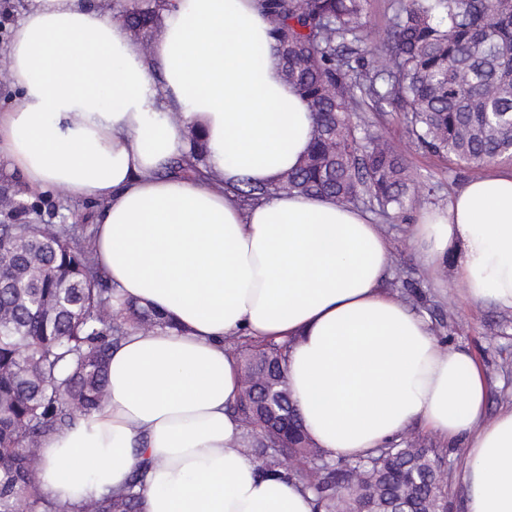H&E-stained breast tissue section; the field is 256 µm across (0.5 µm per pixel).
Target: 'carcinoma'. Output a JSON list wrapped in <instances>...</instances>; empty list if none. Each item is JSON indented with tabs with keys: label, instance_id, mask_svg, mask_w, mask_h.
Segmentation results:
<instances>
[{
	"label": "carcinoma",
	"instance_id": "carcinoma-1",
	"mask_svg": "<svg viewBox=\"0 0 512 512\" xmlns=\"http://www.w3.org/2000/svg\"><path fill=\"white\" fill-rule=\"evenodd\" d=\"M284 78L315 118L310 149L276 182L243 180L245 203L282 191L327 196L340 204L364 199L378 216L401 210L410 190L406 153L416 147L452 164L512 160V0H398L384 54L367 60L361 43L365 0H258ZM162 0H149L127 21L131 48L157 26ZM406 112L412 138L393 144L359 135L352 115L365 102ZM205 143L191 137L195 162L172 161L168 172L191 177ZM32 206L0 214V512L22 499L29 512H140L148 464L135 465L128 486L75 505L43 495L41 446L107 400L113 348L136 330L169 325L155 310L115 306L112 285L90 241L72 224H33ZM250 346L241 356L242 395L267 381L268 401L234 413L244 422L239 451L263 474L310 489L315 512H448L439 478L444 449L406 439L357 459L331 458L297 429L288 451L292 469L265 433L272 417L292 412L283 363L290 343Z\"/></svg>",
	"mask_w": 512,
	"mask_h": 512
}]
</instances>
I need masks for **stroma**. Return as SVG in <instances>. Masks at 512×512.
I'll use <instances>...</instances> for the list:
<instances>
[{
	"mask_svg": "<svg viewBox=\"0 0 512 512\" xmlns=\"http://www.w3.org/2000/svg\"><path fill=\"white\" fill-rule=\"evenodd\" d=\"M396 0H366L364 11L366 56L379 55L392 25ZM353 121L380 138L407 142L409 132L402 112L389 107L377 111L363 106ZM406 165L412 185L403 209L391 212L380 225L392 246V265L383 287L410 310L425 316L442 347H463L476 358L488 388L487 416L512 409V310L460 299L436 287L409 243L408 230L420 211L440 206L470 179L512 167L507 160L483 165H456L424 150H411ZM38 202L42 222L51 215L65 217L83 236H92L99 207L72 201L54 193L28 194Z\"/></svg>",
	"mask_w": 512,
	"mask_h": 512,
	"instance_id": "35a3bbf8",
	"label": "stroma"
}]
</instances>
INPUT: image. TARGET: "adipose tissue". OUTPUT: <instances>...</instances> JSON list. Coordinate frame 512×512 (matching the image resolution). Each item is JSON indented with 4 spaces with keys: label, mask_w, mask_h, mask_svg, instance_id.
I'll return each instance as SVG.
<instances>
[{
    "label": "adipose tissue",
    "mask_w": 512,
    "mask_h": 512,
    "mask_svg": "<svg viewBox=\"0 0 512 512\" xmlns=\"http://www.w3.org/2000/svg\"><path fill=\"white\" fill-rule=\"evenodd\" d=\"M90 0H33L0 83V158L29 190L93 201L92 240L116 296L168 317L113 349L109 400L42 443L41 491L79 502L125 487L149 459L140 512H314L311 495L239 453L241 391L229 336L291 340L286 375L310 441L360 458L420 423L467 450L468 512H512V409L484 417L487 389L464 348L384 293L391 245L369 215L267 184L307 153L313 116L281 75L256 0H169L148 55ZM202 134V176H161ZM422 265L464 299L512 310V171L476 177L411 229Z\"/></svg>",
    "instance_id": "adipose-tissue-1"
}]
</instances>
